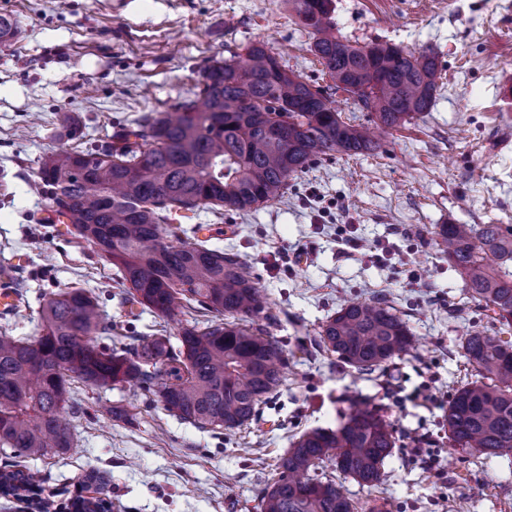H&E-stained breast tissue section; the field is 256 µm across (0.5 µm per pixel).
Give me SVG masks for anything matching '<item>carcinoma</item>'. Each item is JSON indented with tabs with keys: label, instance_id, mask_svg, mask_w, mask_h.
Listing matches in <instances>:
<instances>
[{
	"label": "carcinoma",
	"instance_id": "obj_1",
	"mask_svg": "<svg viewBox=\"0 0 512 512\" xmlns=\"http://www.w3.org/2000/svg\"><path fill=\"white\" fill-rule=\"evenodd\" d=\"M334 88L354 96L395 129L430 111L442 79L438 56L391 42L336 35L333 0H287ZM379 148L363 124L343 119L328 89L315 86L255 42L245 53L204 67L193 96L176 111L147 114L96 150L59 148L37 177L54 220L69 224L117 268L122 303L167 318L184 305L197 313L179 333L107 344L112 323L82 288L51 292L37 309L38 336H0V448L22 458L67 454L71 385L128 384L156 390L164 409L200 429L240 428L283 384L279 341L256 323L262 288L240 256L184 241L169 214L221 206L248 212L277 201L288 180L334 154ZM435 243L469 299L498 330L512 327V228L439 224ZM413 333L386 298L345 301L317 331L319 351L372 372L409 351ZM474 380L444 411L453 447L487 458L512 452V344L474 331L459 344ZM395 447L391 426L357 406L336 429L314 428L277 458V478L259 496L260 512H354L329 468L376 486Z\"/></svg>",
	"mask_w": 512,
	"mask_h": 512
}]
</instances>
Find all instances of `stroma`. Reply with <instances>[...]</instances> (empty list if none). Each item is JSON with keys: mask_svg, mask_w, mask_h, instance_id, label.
<instances>
[{"mask_svg": "<svg viewBox=\"0 0 512 512\" xmlns=\"http://www.w3.org/2000/svg\"><path fill=\"white\" fill-rule=\"evenodd\" d=\"M338 35L429 48L443 66L430 112L384 133L372 155H334L290 181L277 202L248 213L198 211L183 227L219 228L211 246L234 249L268 298V330L288 358L283 385L259 419L201 430L168 413L156 392L73 382L65 456L0 469L38 473L45 512L82 491L112 512H255L278 457L302 433L338 427L352 399L366 400L396 431L372 489L336 474L355 512H512V454L484 459L450 447L443 406L470 372L462 336L489 327L435 245L437 224L512 225V0H333ZM17 36L0 45V265L16 268V304L0 333L35 336L42 297L85 288L116 323L112 343L166 329L185 315L125 318L115 269L47 223L51 202L34 183L60 142L63 115L80 118L74 148H95L146 112L172 111L214 58L262 42L289 69L326 85L310 39L285 0H0ZM388 297L408 320L414 350L359 373L319 353L320 325L347 300ZM431 387L427 409L409 396ZM124 416L109 414V407ZM432 437L439 461H413L406 444Z\"/></svg>", "mask_w": 512, "mask_h": 512, "instance_id": "obj_1", "label": "stroma"}]
</instances>
